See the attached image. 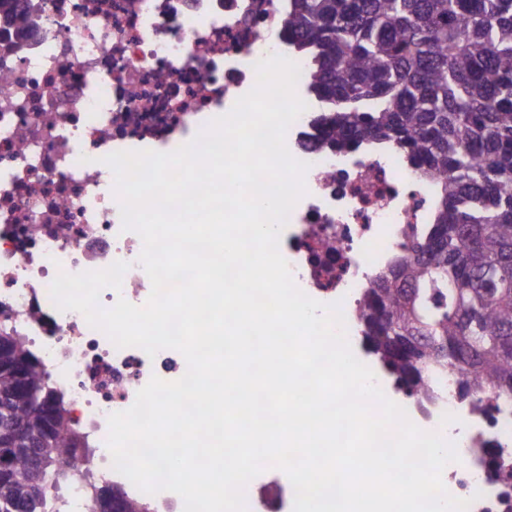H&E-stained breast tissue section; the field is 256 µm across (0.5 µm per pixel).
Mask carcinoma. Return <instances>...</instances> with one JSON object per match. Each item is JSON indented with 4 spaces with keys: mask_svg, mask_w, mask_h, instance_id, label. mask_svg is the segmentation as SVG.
I'll return each instance as SVG.
<instances>
[{
    "mask_svg": "<svg viewBox=\"0 0 512 512\" xmlns=\"http://www.w3.org/2000/svg\"><path fill=\"white\" fill-rule=\"evenodd\" d=\"M3 21L18 40L30 27ZM281 38L323 104L321 147L390 144L440 178L432 223L359 300L372 352L424 406L448 370L467 374L464 399H511L512 287L483 272L495 261L512 278V0H288ZM86 447L42 361L1 324L0 512H50L58 465Z\"/></svg>",
    "mask_w": 512,
    "mask_h": 512,
    "instance_id": "carcinoma-1",
    "label": "carcinoma"
}]
</instances>
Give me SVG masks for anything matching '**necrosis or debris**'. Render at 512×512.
Segmentation results:
<instances>
[{
  "instance_id": "necrosis-or-debris-1",
  "label": "necrosis or debris",
  "mask_w": 512,
  "mask_h": 512,
  "mask_svg": "<svg viewBox=\"0 0 512 512\" xmlns=\"http://www.w3.org/2000/svg\"><path fill=\"white\" fill-rule=\"evenodd\" d=\"M29 12L33 34L0 37V310L37 350L93 438L66 460L55 512H87L86 474L121 488L153 512H184L169 491L147 494L113 468L108 417L129 409L151 379H180L181 355L116 348L76 311L58 310L49 287L59 272L128 263L118 298L144 305L152 290L139 257L143 241L122 227L114 175L103 157L116 151L168 153L228 113L256 84L255 64L289 56L280 37L288 0H12ZM311 114L289 127L286 144L304 163L307 192L290 213L279 249L295 284L326 304L340 303L356 335L359 295L400 251L412 227L430 221L437 189L391 146L331 154L306 140ZM460 374L437 377L426 416L414 424L455 444L461 457L443 478L468 512H512V499L489 473L490 444L512 457V405L489 413L457 395Z\"/></svg>"
}]
</instances>
